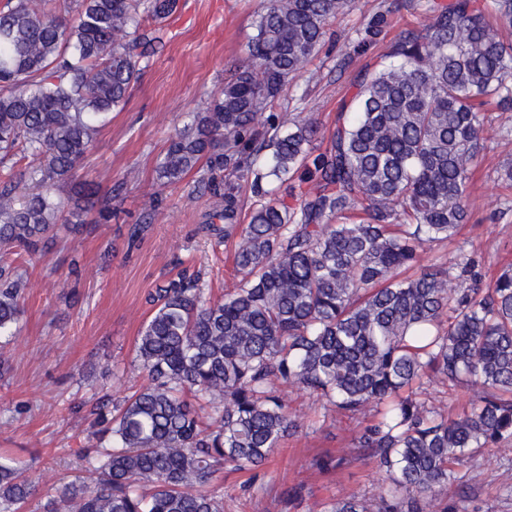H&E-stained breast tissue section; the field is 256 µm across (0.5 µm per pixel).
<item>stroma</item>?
I'll return each instance as SVG.
<instances>
[{
	"mask_svg": "<svg viewBox=\"0 0 512 512\" xmlns=\"http://www.w3.org/2000/svg\"><path fill=\"white\" fill-rule=\"evenodd\" d=\"M425 3L352 0L308 69L291 81L286 100L273 106L282 130L302 114L312 115L321 131L332 129L366 65L378 64L403 30L423 27ZM261 6L262 0H178L125 106L107 116L79 172L96 184L99 198L111 199V221H98L92 211L84 223L59 225L57 245L22 264L29 286L17 331L0 353L6 359L0 368V448L31 465L40 495L81 475L77 454L97 442L88 410L143 385L132 360L150 314L148 294L189 262L203 269L212 296L234 281L228 249L204 230L212 199L192 194L190 177L159 186L156 165L174 129L223 87L226 69L244 57ZM379 13L390 24L368 56L350 54ZM485 123L489 136L473 174L470 219L451 239L424 244L419 261L466 254L473 274L487 285L512 264V184L500 178L503 165L512 163V110L488 107ZM137 224L146 230L135 237ZM73 243L88 270L79 279L68 275ZM283 394L304 426L259 474L224 470L216 482L224 512H319L323 502L376 495L383 473L374 460L356 455L330 470L315 464L350 447L371 415L339 414L326 400L289 388ZM468 484L466 512H512V446L482 450Z\"/></svg>",
	"mask_w": 512,
	"mask_h": 512,
	"instance_id": "35a3bbf8",
	"label": "stroma"
}]
</instances>
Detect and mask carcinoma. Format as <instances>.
I'll return each instance as SVG.
<instances>
[{
    "label": "carcinoma",
    "mask_w": 512,
    "mask_h": 512,
    "mask_svg": "<svg viewBox=\"0 0 512 512\" xmlns=\"http://www.w3.org/2000/svg\"><path fill=\"white\" fill-rule=\"evenodd\" d=\"M53 0L0 11V337L13 335L27 280L16 262L48 251L55 225L82 224L94 183L71 180L102 120L122 107L177 0ZM350 0H266L246 56L205 107L175 131L157 167L164 186L199 173L214 199L205 229L243 244L236 281L214 299L184 266L148 297L134 366L147 383L93 408L99 445L82 449L89 478L55 489L36 512H224L210 488L224 465L258 472L303 428L288 386L336 411L381 417L355 449L388 484L374 500L338 499L323 512H459L454 497L484 448L512 443V270L484 287L455 280L469 259L418 265L426 242L468 222L469 183L487 128L478 109H512V0H428L421 31L366 69L325 151L305 116L279 132L258 116L288 94ZM384 15L352 43L363 56ZM298 179L292 202L265 200L263 182ZM257 198L241 221L242 183ZM475 389L447 418L424 385ZM36 483L0 451V512H23Z\"/></svg>",
    "instance_id": "carcinoma-1"
}]
</instances>
